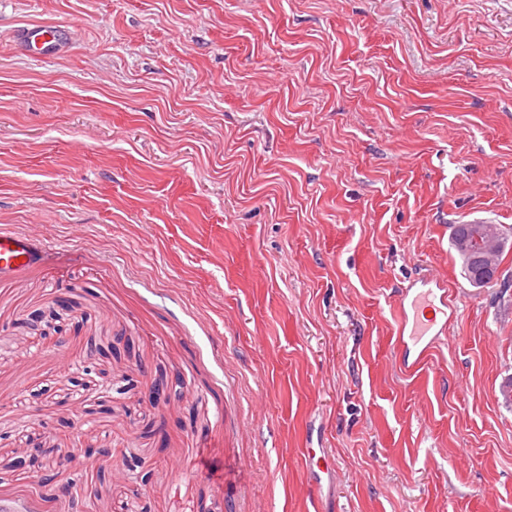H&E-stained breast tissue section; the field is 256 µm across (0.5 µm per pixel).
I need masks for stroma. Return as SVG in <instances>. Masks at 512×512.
<instances>
[{"label":"stroma","mask_w":512,"mask_h":512,"mask_svg":"<svg viewBox=\"0 0 512 512\" xmlns=\"http://www.w3.org/2000/svg\"><path fill=\"white\" fill-rule=\"evenodd\" d=\"M473 217L512 238V0H0V228L44 245L0 278V505L512 512V252L473 288ZM426 272L458 311L407 374ZM30 433L82 449L69 494L12 475ZM16 40L30 54L39 55L44 49L54 48L56 51L66 40L64 34L45 25L23 28L17 32ZM459 223L463 224H455L454 233L458 235L464 234L468 229L467 224H471L470 234L456 242L455 252L462 261V264H467L471 261V257L473 255V245L479 246L483 249V253L491 265L490 274L485 277H477L476 279H473L471 283L476 288H486L493 284L498 277L499 267L496 265L492 266V263L508 242H506L503 234L499 230V227L491 220L474 218L464 220ZM507 253L505 249L498 255L497 264H501L504 255Z\"/></svg>","instance_id":"1"}]
</instances>
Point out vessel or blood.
Segmentation results:
<instances>
[{
    "label": "vessel or blood",
    "instance_id": "vessel-or-blood-1",
    "mask_svg": "<svg viewBox=\"0 0 512 512\" xmlns=\"http://www.w3.org/2000/svg\"><path fill=\"white\" fill-rule=\"evenodd\" d=\"M17 41L27 52L40 53L42 50L57 48L65 40L64 34L54 28L37 25L18 31ZM42 254L41 246L34 240L14 231L0 229V276L19 272L37 260ZM423 290L411 304H398L396 320L398 323L397 345L409 350L410 355L401 366L406 371L424 367L431 343L425 342L424 336L436 324V319L429 311L435 304H447L448 291L436 276L427 277L422 283Z\"/></svg>",
    "mask_w": 512,
    "mask_h": 512
}]
</instances>
